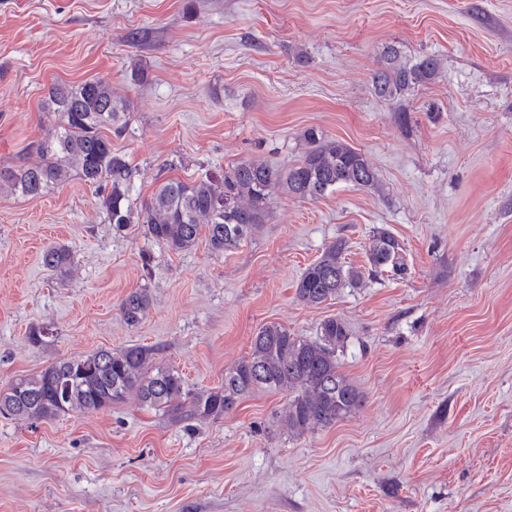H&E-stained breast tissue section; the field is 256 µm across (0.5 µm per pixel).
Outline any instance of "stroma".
Listing matches in <instances>:
<instances>
[{
    "mask_svg": "<svg viewBox=\"0 0 512 512\" xmlns=\"http://www.w3.org/2000/svg\"><path fill=\"white\" fill-rule=\"evenodd\" d=\"M391 50L438 57L439 76L379 99ZM97 78L128 104L110 137L136 203L167 177L291 166L309 127L364 153L379 186L277 194L221 254L203 236L175 253L116 228L77 178L37 198L0 191V387L140 344L190 388H216L262 325L314 337L337 317L365 403L301 437L277 425L284 391L187 424L133 400L0 416V512H512V0H0V167L38 162L54 84ZM379 228L403 244L405 275L297 300L337 240L367 267ZM52 244L73 255L61 278L41 261ZM139 288L152 304L130 326L119 304ZM34 327L45 343H29Z\"/></svg>",
    "mask_w": 512,
    "mask_h": 512,
    "instance_id": "35a3bbf8",
    "label": "stroma"
}]
</instances>
